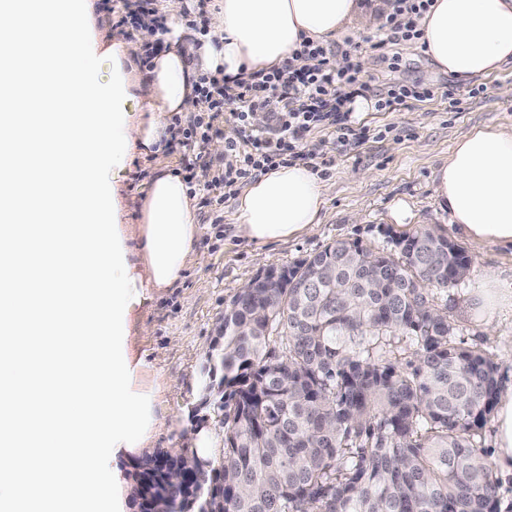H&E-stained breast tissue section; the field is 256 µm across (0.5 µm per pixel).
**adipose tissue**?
Returning <instances> with one entry per match:
<instances>
[{
	"mask_svg": "<svg viewBox=\"0 0 512 512\" xmlns=\"http://www.w3.org/2000/svg\"><path fill=\"white\" fill-rule=\"evenodd\" d=\"M204 31L184 25L186 0H163V49L147 67L149 98L124 65L143 54L122 34L110 46L84 38L87 0H56L53 8L0 0V512H124L110 462L138 447L152 431V400L133 384L142 361L132 350L130 313L139 282L170 288L183 278L197 241L196 207L183 175L156 169L141 219L118 221L110 176L137 154L161 155L173 144L167 114L185 112L201 77L228 84L287 64L306 41L342 38L356 0H220ZM55 28L66 40L64 74L44 69L40 82L56 88L53 118L33 121L29 96L14 93L29 61L8 42L11 33ZM420 39L406 52L425 54L434 68L459 80L487 77L512 63V0H435L419 20ZM112 63L111 81L97 66ZM151 112L148 121L139 111ZM49 139L52 154L37 168L22 165L11 145ZM330 186L308 166L280 165L259 174L235 198L233 221L250 242L298 237L320 223ZM434 191L451 226L477 246L512 250V128L474 126L451 147L435 172ZM58 231L53 262L38 283L41 297L11 261L42 249L28 234L34 223ZM135 241L141 264L128 258ZM473 304L483 322L512 314V279L482 271ZM51 318L66 336V357L51 353L50 375L38 391L28 384L26 338L31 324ZM37 426L42 448L30 456L12 442L20 423ZM496 463L512 473V386L495 410Z\"/></svg>",
	"mask_w": 512,
	"mask_h": 512,
	"instance_id": "obj_1",
	"label": "adipose tissue"
}]
</instances>
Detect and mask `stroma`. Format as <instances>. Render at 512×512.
<instances>
[{"mask_svg":"<svg viewBox=\"0 0 512 512\" xmlns=\"http://www.w3.org/2000/svg\"><path fill=\"white\" fill-rule=\"evenodd\" d=\"M391 0H358V12L342 41L331 43L334 55L363 61L361 71L369 94L383 92L396 83H421L434 89L433 98L411 102L390 112L359 113V125L383 128L385 138L359 143L337 142L332 131L312 135L322 149L319 173L330 186L320 224L297 239L258 246L241 237L232 220L233 200L216 202L201 182L190 185L196 205L199 237L179 285L147 290L130 317L134 350L144 363L134 377L135 386L156 398L158 424L154 435L127 459L118 460L131 472L138 458L159 448H182L190 434L216 426L212 408L201 406L200 369L217 339L224 309L242 285L261 270L289 264L320 251L338 240L361 243L374 249L384 246L388 233L408 232L410 225L394 223V200L409 202L412 225H429L450 235L448 211L434 192V172L448 156L457 138L474 125L512 127V98L497 89L512 85V65L480 79L459 81L438 72L421 53L406 54L404 44H378ZM212 168L224 165L223 154L200 153L197 141L174 146L165 156L133 157L117 173L121 209L119 220L137 223L142 201L154 170L174 167L190 176L196 161ZM471 258L470 272L458 286L435 291V301L447 305L458 327L457 338L468 346L492 351L503 384L512 383V316L487 325L474 318L469 294L478 274L495 270L512 277V252L494 246L465 244Z\"/></svg>","mask_w":512,"mask_h":512,"instance_id":"obj_1","label":"stroma"}]
</instances>
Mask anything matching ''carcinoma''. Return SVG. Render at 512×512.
<instances>
[{
    "mask_svg": "<svg viewBox=\"0 0 512 512\" xmlns=\"http://www.w3.org/2000/svg\"><path fill=\"white\" fill-rule=\"evenodd\" d=\"M471 259L421 225L376 251L337 241L242 288L207 356L223 402L218 467L156 449L131 473L140 512H188L212 483L224 512H500L481 446L501 391L493 354L456 343L428 288Z\"/></svg>",
    "mask_w": 512,
    "mask_h": 512,
    "instance_id": "cac0c4a2",
    "label": "carcinoma"
}]
</instances>
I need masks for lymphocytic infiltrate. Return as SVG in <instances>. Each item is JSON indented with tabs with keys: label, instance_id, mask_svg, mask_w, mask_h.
I'll return each instance as SVG.
<instances>
[{
	"label": "lymphocytic infiltrate",
	"instance_id": "obj_1",
	"mask_svg": "<svg viewBox=\"0 0 512 512\" xmlns=\"http://www.w3.org/2000/svg\"><path fill=\"white\" fill-rule=\"evenodd\" d=\"M152 0H123L122 24L131 27L143 40L145 58L155 54L158 29ZM434 0H394L384 28L394 41L420 38V17ZM365 84L356 68L336 70L332 52L319 44L306 43L294 63L257 75L252 81L230 86L212 77L197 90L198 112L180 133L192 140L209 133L215 122L225 121L224 168L206 177L213 191L231 194L238 184L270 168L288 165L303 158L314 133L333 130L337 141H358L367 132L354 126L349 106ZM261 111L266 123L254 128L251 116Z\"/></svg>",
	"mask_w": 512,
	"mask_h": 512
}]
</instances>
